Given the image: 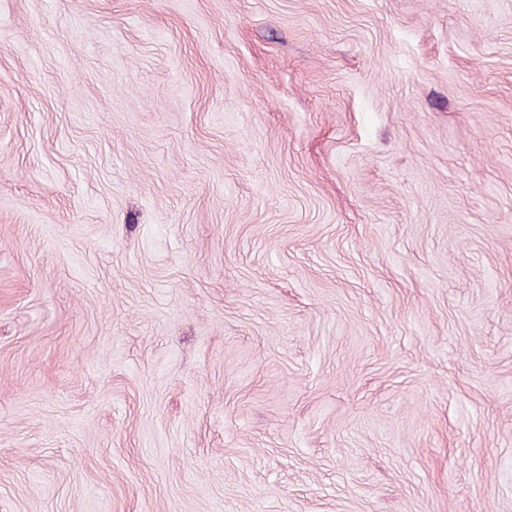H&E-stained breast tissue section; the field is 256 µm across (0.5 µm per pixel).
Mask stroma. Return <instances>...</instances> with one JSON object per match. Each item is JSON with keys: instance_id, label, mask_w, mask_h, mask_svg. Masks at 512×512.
<instances>
[{"instance_id": "35a3bbf8", "label": "stroma", "mask_w": 512, "mask_h": 512, "mask_svg": "<svg viewBox=\"0 0 512 512\" xmlns=\"http://www.w3.org/2000/svg\"><path fill=\"white\" fill-rule=\"evenodd\" d=\"M0 512H512V0H0Z\"/></svg>"}]
</instances>
